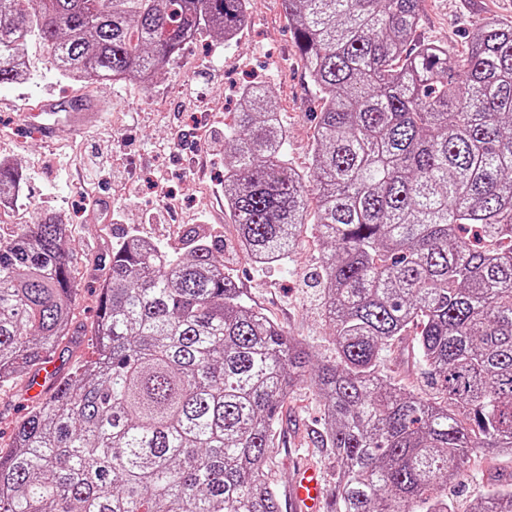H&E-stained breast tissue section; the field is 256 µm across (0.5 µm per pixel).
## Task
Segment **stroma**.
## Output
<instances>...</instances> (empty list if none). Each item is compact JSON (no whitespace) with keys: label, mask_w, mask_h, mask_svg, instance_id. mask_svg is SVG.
<instances>
[{"label":"stroma","mask_w":512,"mask_h":512,"mask_svg":"<svg viewBox=\"0 0 512 512\" xmlns=\"http://www.w3.org/2000/svg\"><path fill=\"white\" fill-rule=\"evenodd\" d=\"M488 21L511 22L512 0H424L418 34L459 53L465 32ZM28 54L26 83L0 85V165L12 168L21 180L16 210L0 216V229L33 223L40 210L72 226L68 245L77 277L75 335L54 356L57 373L66 374L75 361L92 355L91 327L113 247L133 233L176 249L191 228L223 250L225 267L235 271L256 309L285 332L305 339L319 356L331 358L322 295L313 286L323 251L315 229L304 232L291 268L261 266L242 256L237 227L224 214V125L231 121L244 85L263 82L277 96L291 166L306 169L311 158L320 102L281 0H257L236 44L227 46L206 34L198 37L148 85L61 77L35 40ZM74 96L95 105L87 126H79L68 112L30 111L42 99ZM101 146L108 147L110 164L122 178L89 194L82 186V161ZM100 199L110 206L97 221H89L88 211ZM412 346L409 336L392 346L383 371L415 394L436 397ZM27 383V377H19L14 396H0L1 451L8 449L14 428L39 399ZM284 413L287 434L266 466L268 481L281 491L296 462L330 466L324 450L311 442L321 423L313 393L297 390ZM492 478L512 483V457L477 451L471 476L449 492L456 512H470Z\"/></svg>","instance_id":"stroma-1"}]
</instances>
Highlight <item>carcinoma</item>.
Masks as SVG:
<instances>
[{
  "instance_id": "1",
  "label": "carcinoma",
  "mask_w": 512,
  "mask_h": 512,
  "mask_svg": "<svg viewBox=\"0 0 512 512\" xmlns=\"http://www.w3.org/2000/svg\"><path fill=\"white\" fill-rule=\"evenodd\" d=\"M322 106L307 173L263 85L224 125V206L252 261L286 266L309 208L315 287L336 357L255 310L224 257L186 233L169 251L112 249L94 357L42 399L0 452V512H282L264 465L302 386L331 512H454L448 487L478 448L512 455V22L452 54L416 40L423 0H282ZM249 0H0V84L35 38L77 80L151 83L203 32L227 40ZM66 225L47 214L0 235V389L70 335ZM414 330L438 386L383 374ZM471 512H512L494 484Z\"/></svg>"
}]
</instances>
